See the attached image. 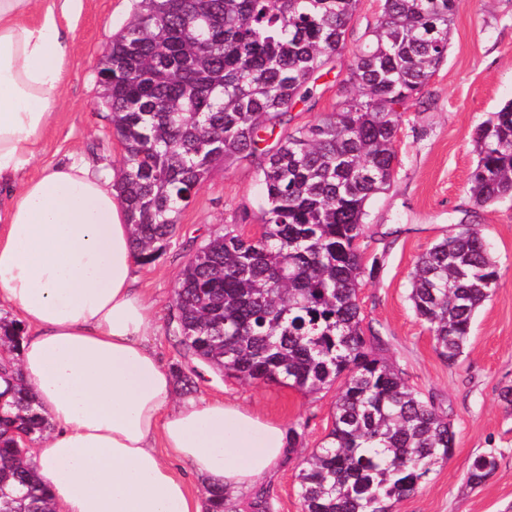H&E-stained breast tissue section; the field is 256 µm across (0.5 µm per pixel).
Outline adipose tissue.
I'll use <instances>...</instances> for the list:
<instances>
[{
    "mask_svg": "<svg viewBox=\"0 0 512 512\" xmlns=\"http://www.w3.org/2000/svg\"><path fill=\"white\" fill-rule=\"evenodd\" d=\"M82 2L0 0V309L25 329L17 364L50 423L26 458L59 512H204L192 482L254 487L285 457L287 427L177 399L114 184L75 163L17 180L55 119L74 40L59 19Z\"/></svg>",
    "mask_w": 512,
    "mask_h": 512,
    "instance_id": "obj_1",
    "label": "adipose tissue"
}]
</instances>
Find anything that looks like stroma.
Returning a JSON list of instances; mask_svg holds the SVG:
<instances>
[{
  "instance_id": "stroma-1",
  "label": "stroma",
  "mask_w": 512,
  "mask_h": 512,
  "mask_svg": "<svg viewBox=\"0 0 512 512\" xmlns=\"http://www.w3.org/2000/svg\"><path fill=\"white\" fill-rule=\"evenodd\" d=\"M382 5V0H361L345 50L320 81L317 105L309 111L296 104L294 125L331 111L352 52ZM135 9L136 0H83L56 119L20 180L64 162L84 163L101 177L119 167L123 148L101 103L97 65ZM511 100L512 0H457L448 58L425 87L422 105L402 114L394 179L370 201L368 230L360 241L365 255L380 261L358 290L363 314L387 340V354L409 386L433 397L455 431L451 456L414 495L398 503L396 512H512V409L500 399L503 388L512 386V199L479 208L468 191L476 130ZM261 194L256 158L216 165L180 213L156 260L136 265L134 275L154 304L149 341L166 368L192 373L196 395L239 402L297 432L295 447L252 496L264 512H301L297 474L332 428L336 387L306 396L277 383H245L216 374L194 366L168 326L174 288L190 255L225 228L257 232ZM460 224L476 225L486 237L499 279L475 316L463 355L451 366L438 356L430 332L412 310L409 276L418 256ZM489 450L497 454L495 471L479 487L467 486L474 457Z\"/></svg>"
}]
</instances>
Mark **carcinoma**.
Returning a JSON list of instances; mask_svg holds the SVG:
<instances>
[{"label": "carcinoma", "mask_w": 512, "mask_h": 512, "mask_svg": "<svg viewBox=\"0 0 512 512\" xmlns=\"http://www.w3.org/2000/svg\"><path fill=\"white\" fill-rule=\"evenodd\" d=\"M359 0H138L98 63L101 103L123 146L119 188L138 260L171 236L210 170L259 159L258 234L225 229L200 245L174 290L172 334L217 374L303 394L343 379L333 427L300 469L301 512H395L448 459V415L412 389L385 355L357 292L368 202L394 177L400 107L447 59L456 0H384L366 26L333 111L288 127L290 109L317 103V82L346 48ZM280 129L272 144L268 136ZM469 182L474 204L512 198V100L481 124ZM498 271L480 230L460 224L419 257L409 299L438 355H463ZM0 318L13 355L19 332ZM0 404V512H54L25 464L19 436H42L20 372ZM497 467L476 456L472 486ZM224 488L208 512H224Z\"/></svg>", "instance_id": "carcinoma-1"}]
</instances>
